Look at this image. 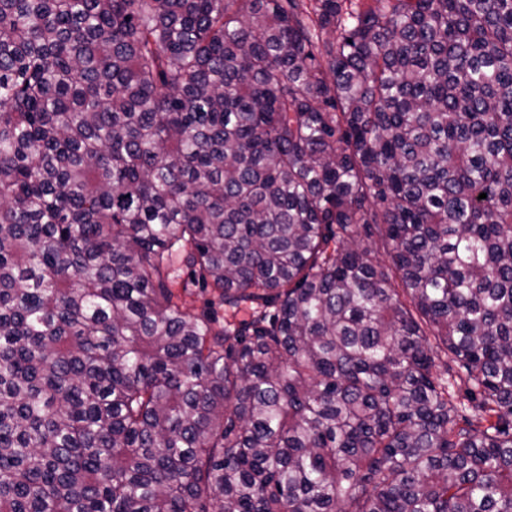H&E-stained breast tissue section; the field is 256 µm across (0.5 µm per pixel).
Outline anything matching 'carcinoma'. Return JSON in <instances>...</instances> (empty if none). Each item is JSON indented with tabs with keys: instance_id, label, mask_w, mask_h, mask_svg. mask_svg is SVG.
I'll list each match as a JSON object with an SVG mask.
<instances>
[{
	"instance_id": "carcinoma-1",
	"label": "carcinoma",
	"mask_w": 512,
	"mask_h": 512,
	"mask_svg": "<svg viewBox=\"0 0 512 512\" xmlns=\"http://www.w3.org/2000/svg\"><path fill=\"white\" fill-rule=\"evenodd\" d=\"M374 2L0 0V512H512V0Z\"/></svg>"
}]
</instances>
